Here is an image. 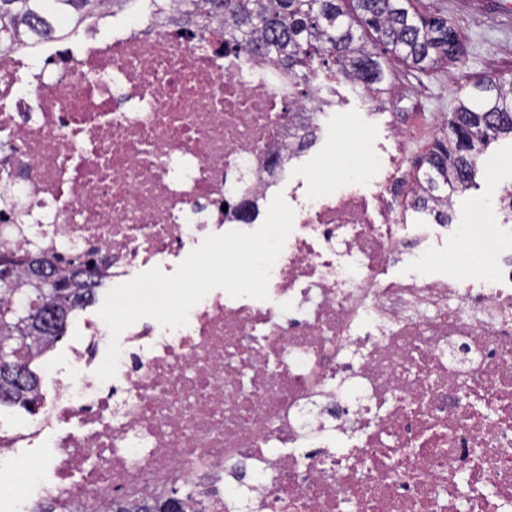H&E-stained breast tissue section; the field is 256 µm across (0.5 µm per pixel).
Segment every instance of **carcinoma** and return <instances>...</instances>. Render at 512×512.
<instances>
[{
  "label": "carcinoma",
  "mask_w": 512,
  "mask_h": 512,
  "mask_svg": "<svg viewBox=\"0 0 512 512\" xmlns=\"http://www.w3.org/2000/svg\"><path fill=\"white\" fill-rule=\"evenodd\" d=\"M119 2L134 0H0V51L18 41L63 38L110 13ZM177 6L184 16L224 21L227 49L263 56L301 97L316 77L380 91L389 60L425 70L456 58L461 48L460 34L447 18L419 12L412 0H177ZM448 129V136L435 140L419 163L423 172L416 181L426 184L429 194L411 203L414 211L434 216L438 224L449 223L450 215L432 206L436 198L431 191L452 195L468 188L488 146L512 137V85L498 78L474 82L458 98ZM20 268L35 280L30 259L0 260V270L12 276V287L0 288V343L13 346L12 363L24 367L19 379L0 363L1 407L36 402L40 377L30 368L31 344L58 339L68 316L96 296V289L74 272L68 279H55L51 288L35 284L19 306L13 297ZM30 310L27 323L18 326L19 312ZM180 506L178 499L147 502L138 512H181Z\"/></svg>",
  "instance_id": "cac0c4a2"
}]
</instances>
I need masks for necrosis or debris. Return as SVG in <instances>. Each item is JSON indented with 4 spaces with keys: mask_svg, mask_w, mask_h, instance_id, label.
<instances>
[{
    "mask_svg": "<svg viewBox=\"0 0 512 512\" xmlns=\"http://www.w3.org/2000/svg\"><path fill=\"white\" fill-rule=\"evenodd\" d=\"M270 70L200 45L174 0L80 50L1 52L0 257L124 283L252 231L334 105ZM404 143L353 131L325 149L336 183L291 186L268 299L216 288L187 326L139 320L106 382L110 331L89 318L68 370L44 367L51 396L0 422V512H111L176 485L185 512H512V189L476 197L432 274Z\"/></svg>",
    "mask_w": 512,
    "mask_h": 512,
    "instance_id": "4bbe7bcc",
    "label": "necrosis or debris"
}]
</instances>
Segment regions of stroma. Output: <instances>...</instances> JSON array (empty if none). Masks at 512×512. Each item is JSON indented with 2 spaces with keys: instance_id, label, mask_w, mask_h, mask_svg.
Returning a JSON list of instances; mask_svg holds the SVG:
<instances>
[{
  "instance_id": "stroma-1",
  "label": "stroma",
  "mask_w": 512,
  "mask_h": 512,
  "mask_svg": "<svg viewBox=\"0 0 512 512\" xmlns=\"http://www.w3.org/2000/svg\"><path fill=\"white\" fill-rule=\"evenodd\" d=\"M420 12H440L459 29L464 49L454 60L430 71H419L403 63L390 65L385 82L390 97L384 107L363 105L346 82L335 83L332 97L338 109L329 110L320 119L316 142L297 159L294 180L314 179L327 185L333 182L338 162L324 157L327 143L336 139L342 128L336 122L338 112L351 115L355 123L376 136H384L398 123L409 133L411 159L423 156L435 139L444 137L446 120L460 93L479 77L494 72L512 78V0H415ZM485 157L500 159L495 171L479 166L471 188L457 192L451 212L453 223H465L474 197L489 193L494 182L512 183V139L493 142Z\"/></svg>"
}]
</instances>
